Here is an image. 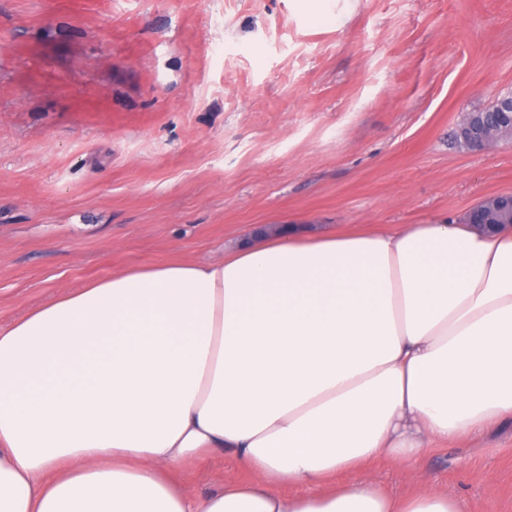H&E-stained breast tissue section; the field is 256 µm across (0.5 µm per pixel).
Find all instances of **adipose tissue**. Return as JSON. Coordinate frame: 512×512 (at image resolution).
<instances>
[{
    "mask_svg": "<svg viewBox=\"0 0 512 512\" xmlns=\"http://www.w3.org/2000/svg\"><path fill=\"white\" fill-rule=\"evenodd\" d=\"M507 416L512 226L262 235L0 328V512H469L367 467ZM217 449L249 480L188 498L173 468Z\"/></svg>",
    "mask_w": 512,
    "mask_h": 512,
    "instance_id": "ef3b65f1",
    "label": "adipose tissue"
}]
</instances>
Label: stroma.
<instances>
[{
    "instance_id": "stroma-1",
    "label": "stroma",
    "mask_w": 512,
    "mask_h": 512,
    "mask_svg": "<svg viewBox=\"0 0 512 512\" xmlns=\"http://www.w3.org/2000/svg\"><path fill=\"white\" fill-rule=\"evenodd\" d=\"M0 0V326L65 288L281 224H430L512 193L462 113L512 92V0ZM370 470L512 512V417ZM203 499L240 478L178 468Z\"/></svg>"
}]
</instances>
